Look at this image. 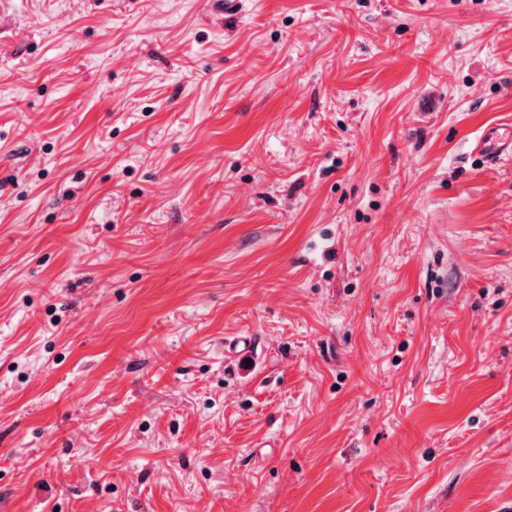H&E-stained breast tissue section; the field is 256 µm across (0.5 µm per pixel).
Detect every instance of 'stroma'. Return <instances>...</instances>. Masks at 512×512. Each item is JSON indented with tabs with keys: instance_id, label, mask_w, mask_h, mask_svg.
<instances>
[{
	"instance_id": "35a3bbf8",
	"label": "stroma",
	"mask_w": 512,
	"mask_h": 512,
	"mask_svg": "<svg viewBox=\"0 0 512 512\" xmlns=\"http://www.w3.org/2000/svg\"><path fill=\"white\" fill-rule=\"evenodd\" d=\"M512 0H0V512H512ZM498 130L503 131L497 132ZM497 131L484 134L477 139L474 150L484 163H498L512 150V127L509 124L504 125Z\"/></svg>"
}]
</instances>
